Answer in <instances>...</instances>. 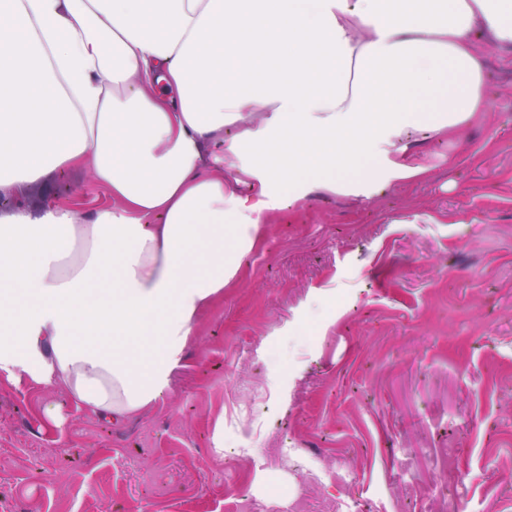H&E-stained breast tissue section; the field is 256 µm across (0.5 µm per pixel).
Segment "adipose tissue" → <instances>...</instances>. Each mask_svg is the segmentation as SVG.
Returning <instances> with one entry per match:
<instances>
[{
    "mask_svg": "<svg viewBox=\"0 0 512 512\" xmlns=\"http://www.w3.org/2000/svg\"><path fill=\"white\" fill-rule=\"evenodd\" d=\"M478 33L512 48V0H0V193L112 197L0 214V370L152 408L276 202L371 201L488 111ZM63 207H78L87 212L111 205V197L102 189L86 192L82 177L75 171L55 174L48 181L32 189L26 197L0 196V213L22 207L33 208L44 201Z\"/></svg>",
    "mask_w": 512,
    "mask_h": 512,
    "instance_id": "1",
    "label": "adipose tissue"
}]
</instances>
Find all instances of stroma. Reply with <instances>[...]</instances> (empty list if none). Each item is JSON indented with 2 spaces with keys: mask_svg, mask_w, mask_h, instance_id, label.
I'll return each mask as SVG.
<instances>
[{
  "mask_svg": "<svg viewBox=\"0 0 512 512\" xmlns=\"http://www.w3.org/2000/svg\"><path fill=\"white\" fill-rule=\"evenodd\" d=\"M484 52L489 112L409 138L425 178L271 211L151 410L0 376L9 512H512V51ZM46 201L111 198L70 171L0 212Z\"/></svg>",
  "mask_w": 512,
  "mask_h": 512,
  "instance_id": "35a3bbf8",
  "label": "stroma"
}]
</instances>
